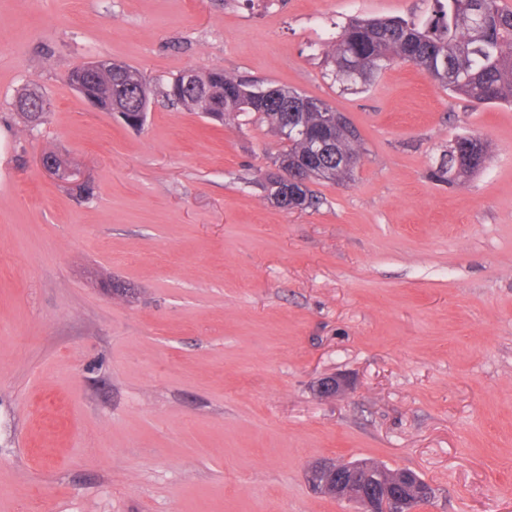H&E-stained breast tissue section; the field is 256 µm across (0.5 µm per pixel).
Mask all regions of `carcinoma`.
Returning <instances> with one entry per match:
<instances>
[{
    "label": "carcinoma",
    "mask_w": 512,
    "mask_h": 512,
    "mask_svg": "<svg viewBox=\"0 0 512 512\" xmlns=\"http://www.w3.org/2000/svg\"><path fill=\"white\" fill-rule=\"evenodd\" d=\"M325 60L345 90L367 85L386 66L400 60L424 69L441 87L472 101L512 103V9L501 0H432L431 16L423 26L396 18H354L327 43ZM179 82L177 76L167 84L165 97L200 111L201 98L196 92L175 93ZM202 85L212 90L211 104L224 109V119L256 112L274 129L282 127L280 104L243 103L247 92L256 89L251 82L212 69ZM334 113L326 103L301 111L305 134L287 139L288 148L281 153L289 167L308 171L328 164L329 180L353 176L354 169L343 167L341 161L362 158L360 135L348 120L336 128ZM324 138L332 140V152L326 158L314 154V141ZM488 154L489 146L482 140L460 136L437 176L450 182L467 179L480 170Z\"/></svg>",
    "instance_id": "obj_1"
}]
</instances>
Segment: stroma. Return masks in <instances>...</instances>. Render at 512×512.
I'll return each mask as SVG.
<instances>
[{"mask_svg": "<svg viewBox=\"0 0 512 512\" xmlns=\"http://www.w3.org/2000/svg\"><path fill=\"white\" fill-rule=\"evenodd\" d=\"M430 0H0V512H358L308 465L373 460L436 490L416 512H512V106L397 62L357 91L323 63L353 17ZM121 61L141 130L66 76ZM286 86L360 132L352 180L286 212L284 144L168 102L184 69ZM51 103L30 127L25 88ZM491 152L436 180L454 140ZM55 152L93 193L47 176ZM339 374L348 393L317 381ZM150 88L140 85L135 89L136 108L132 112L124 109L118 110V115L127 127L131 129H140L144 126L147 119V112L150 103Z\"/></svg>", "mask_w": 512, "mask_h": 512, "instance_id": "stroma-1", "label": "stroma"}]
</instances>
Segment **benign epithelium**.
I'll return each mask as SVG.
<instances>
[{
  "instance_id": "obj_1",
  "label": "benign epithelium",
  "mask_w": 512,
  "mask_h": 512,
  "mask_svg": "<svg viewBox=\"0 0 512 512\" xmlns=\"http://www.w3.org/2000/svg\"><path fill=\"white\" fill-rule=\"evenodd\" d=\"M124 68V63L120 61L89 59L79 65L75 86L85 101L96 108L98 99L95 91L99 89L118 98L128 94L120 84L100 82L103 77L124 72ZM149 96L150 88L140 85L135 89L136 108L131 112L124 109L118 111L127 127L137 130L144 126L149 109ZM40 165L47 174L80 190L89 187L84 172L73 166L64 169L52 156L42 155ZM272 180L280 187V192L272 197V201L280 208L288 204L289 194L295 190V186L307 183V178L297 170L288 168L286 161L277 165ZM348 388V381L338 375L325 376L318 382V392L326 397L341 396ZM306 481L317 494L357 503L360 512H415L416 505H425L435 496L434 488L416 473L409 470L389 471L369 461L320 460L307 469Z\"/></svg>"
}]
</instances>
